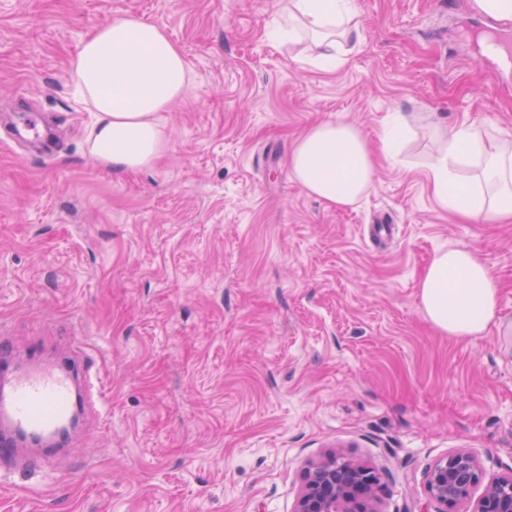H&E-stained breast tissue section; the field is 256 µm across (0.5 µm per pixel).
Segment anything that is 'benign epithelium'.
I'll use <instances>...</instances> for the list:
<instances>
[{
  "label": "benign epithelium",
  "mask_w": 512,
  "mask_h": 512,
  "mask_svg": "<svg viewBox=\"0 0 512 512\" xmlns=\"http://www.w3.org/2000/svg\"><path fill=\"white\" fill-rule=\"evenodd\" d=\"M483 468L466 450L438 458L427 470L425 490L434 512H512V471L489 481L482 495L472 499ZM379 484L375 469L343 454H328L311 465L294 512H369L367 501Z\"/></svg>",
  "instance_id": "1"
}]
</instances>
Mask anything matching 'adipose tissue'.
I'll list each match as a JSON object with an SVG mask.
<instances>
[{"label":"adipose tissue","mask_w":512,"mask_h":512,"mask_svg":"<svg viewBox=\"0 0 512 512\" xmlns=\"http://www.w3.org/2000/svg\"><path fill=\"white\" fill-rule=\"evenodd\" d=\"M288 35L311 38L316 64L333 67L354 30L352 0H288ZM81 100L95 114L90 155L116 171L151 167L166 147L161 112L189 87L187 62L165 29L126 14L112 17L82 43L70 68ZM430 170L434 191L449 210L501 222L512 218V139H486L472 123L449 126ZM296 181L335 206L356 203L372 186L375 162L362 132L324 122L294 144ZM499 286L489 266L464 248L437 252L418 291V306L439 334L484 335L498 315Z\"/></svg>","instance_id":"1"}]
</instances>
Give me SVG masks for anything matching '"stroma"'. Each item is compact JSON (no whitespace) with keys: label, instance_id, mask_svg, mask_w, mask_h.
<instances>
[{"label":"stroma","instance_id":"obj_1","mask_svg":"<svg viewBox=\"0 0 512 512\" xmlns=\"http://www.w3.org/2000/svg\"><path fill=\"white\" fill-rule=\"evenodd\" d=\"M343 63L275 38L279 0H0V133L41 114L52 145L0 140V331L60 358L77 337L104 389L57 475L0 482V512H293L309 461L373 466L375 512H422L426 469L457 450L512 471V223L435 197L439 127L512 136V66L480 43L501 20L445 0H354ZM163 26L190 87L164 154L109 171L69 66L115 15ZM379 160L337 207L289 167L314 124L358 127ZM395 224L385 241L373 226ZM471 250L501 325L437 333L416 293L434 254Z\"/></svg>","mask_w":512,"mask_h":512}]
</instances>
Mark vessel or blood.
I'll return each mask as SVG.
<instances>
[{"label":"vessel or blood","mask_w":512,"mask_h":512,"mask_svg":"<svg viewBox=\"0 0 512 512\" xmlns=\"http://www.w3.org/2000/svg\"><path fill=\"white\" fill-rule=\"evenodd\" d=\"M99 394L84 353L43 360L0 336V468L53 473L60 461L53 441L75 429L82 406Z\"/></svg>","instance_id":"obj_1"}]
</instances>
